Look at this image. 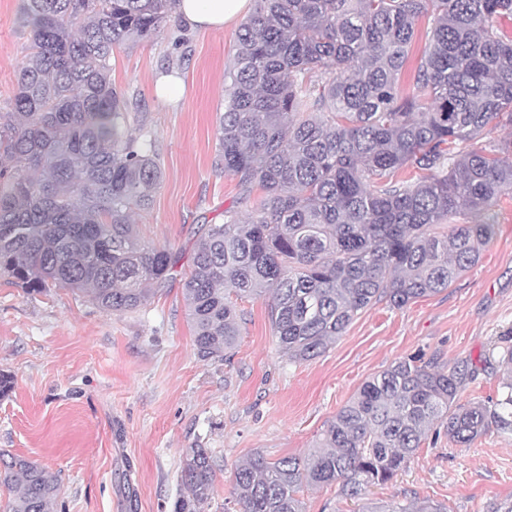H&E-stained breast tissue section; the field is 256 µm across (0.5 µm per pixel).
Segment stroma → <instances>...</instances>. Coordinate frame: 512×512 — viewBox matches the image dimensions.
<instances>
[{"instance_id": "1", "label": "stroma", "mask_w": 512, "mask_h": 512, "mask_svg": "<svg viewBox=\"0 0 512 512\" xmlns=\"http://www.w3.org/2000/svg\"><path fill=\"white\" fill-rule=\"evenodd\" d=\"M20 0H0V112L25 55ZM238 24L189 27L169 14L151 39L112 55V82L131 127L147 131L162 179L134 215L140 238L179 253L167 289L138 311L107 314L63 288L35 292L0 275V450L58 475L56 512H172L184 449L219 461L206 512L233 508L234 470L255 452L269 460L314 448L336 412L393 362L415 358L468 373L459 404L494 405L504 367L499 340L512 333V194L498 197L496 233L448 288L398 309L362 312L324 353L283 356L269 299L245 298L240 336L226 361L200 360L181 281L203 224H220L238 180L214 166L224 73ZM370 501L427 498L447 512L512 505V431L490 429L463 447L428 436Z\"/></svg>"}]
</instances>
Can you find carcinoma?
<instances>
[{
  "label": "carcinoma",
  "mask_w": 512,
  "mask_h": 512,
  "mask_svg": "<svg viewBox=\"0 0 512 512\" xmlns=\"http://www.w3.org/2000/svg\"><path fill=\"white\" fill-rule=\"evenodd\" d=\"M177 0H22L28 30L11 110L0 113V273L52 284L102 311L131 312L166 287L181 255L142 241L132 223L162 170L130 129L112 83L113 49L155 35ZM512 0H256L224 74L215 167L240 202L202 224L182 285L202 361L240 336L236 296L270 295L281 352L322 354L378 301L402 308L447 288L495 234L494 199L512 193ZM431 21L413 66L423 18ZM424 172L414 183L405 169ZM462 216L465 224L445 223ZM502 399L457 404L461 377L414 359L364 382L304 456L256 452L234 471L240 512H304L305 487L359 497L389 482L428 433L466 445L512 429V348ZM172 512H203L214 494L208 448L184 449ZM0 512H52L53 473L0 451ZM445 512L430 499L380 511Z\"/></svg>",
  "instance_id": "1"
}]
</instances>
